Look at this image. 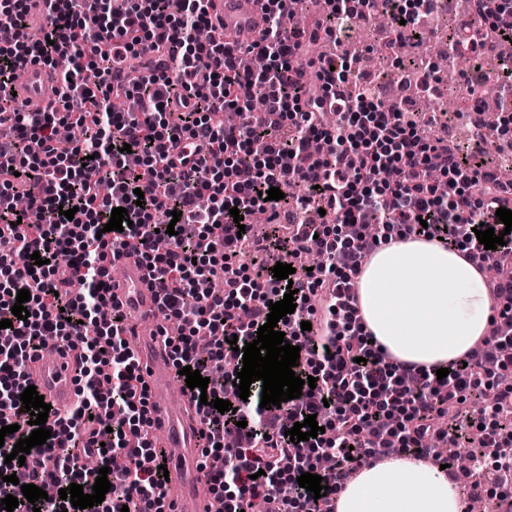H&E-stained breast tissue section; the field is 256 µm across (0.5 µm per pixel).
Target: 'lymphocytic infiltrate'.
<instances>
[{
	"instance_id": "lymphocytic-infiltrate-1",
	"label": "lymphocytic infiltrate",
	"mask_w": 512,
	"mask_h": 512,
	"mask_svg": "<svg viewBox=\"0 0 512 512\" xmlns=\"http://www.w3.org/2000/svg\"><path fill=\"white\" fill-rule=\"evenodd\" d=\"M51 19L41 40L30 42L31 0H0V26L13 42L0 45V87L18 81L24 62L55 66L61 98L56 107L31 111L0 97V427L18 425L0 444V499L18 497L14 512H78L59 489L76 483L91 493L95 474L83 467L96 459L108 467L111 485L91 512H153L164 503V455L156 448L148 385L131 347L133 333L120 305L108 297L107 259H120L129 240L140 243L145 269L158 290L167 320L181 333L166 337L174 368L186 366L208 377L207 390L193 389L192 400L204 427V451L222 456L221 469L208 473L212 497L223 512H336V496L362 462L404 453L429 460L432 437L456 443L462 428L479 430L482 448L473 471L492 474L495 486L512 478V425L501 420L512 408V280L487 288L503 302L488 335L463 358L449 362L438 378L435 368L387 360L372 340L357 307L352 279L378 247L394 235L443 240L469 261L487 255L474 229L485 225L503 235L497 255L512 259V233H505L496 211L512 197V183L476 155L436 139L423 140L416 113L399 100L383 101L361 83L342 53L307 59L317 37L342 44L358 18L385 15L395 40L415 37L422 20L435 13L432 0H325L314 30L282 28L288 0H266L259 38L238 45L231 34L200 42L196 32L212 28L214 0H126L116 12L113 0H40ZM497 0H472L477 20L473 50L449 44L464 58L470 74L465 87L475 94L512 76V61L497 72L483 69L475 53L486 43L512 37V26L493 22ZM133 61L141 75L125 93L137 97L134 112L112 108V72ZM315 77L302 82V69ZM93 70L96 83L83 79ZM265 117L252 118L254 101ZM235 110L237 125L225 126ZM69 125L80 139L59 151L57 130ZM263 152H254L253 141ZM181 154H174V147ZM437 159L448 186L438 194L426 176ZM300 183L305 197L265 200L270 187ZM321 202L333 225L308 224V203ZM128 211L124 231H105L114 208ZM242 223H235L231 208ZM74 210L66 218V210ZM180 211L169 247L157 253L158 215ZM257 224L270 233L255 238ZM324 256L313 270L290 279L274 278L271 268L247 274L246 250H280L291 263L311 240ZM40 254L44 265H35ZM78 294H70L71 283ZM296 288L294 313L277 324L284 340L299 347L300 378L315 377L300 398L262 406L261 383L248 399L232 398L230 411L214 408L224 382L211 378L233 345L257 338L271 303ZM29 290L27 320L13 319L19 290ZM310 329H302V322ZM79 348L78 402L68 419H48L51 436L33 447L30 462L6 461L18 439L30 435L31 416L20 399L29 365L45 348L46 337ZM491 388V405L473 411L465 403ZM207 403H200V396ZM315 416L324 434L291 442L294 423ZM323 458L336 461V475L325 496L299 487L301 473H318ZM16 474L17 483L7 482ZM53 485L49 498L30 503L21 487ZM291 495H283L282 486Z\"/></svg>"
}]
</instances>
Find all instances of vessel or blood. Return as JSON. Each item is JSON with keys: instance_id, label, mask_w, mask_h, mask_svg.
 Returning a JSON list of instances; mask_svg holds the SVG:
<instances>
[{"instance_id": "vessel-or-blood-1", "label": "vessel or blood", "mask_w": 512, "mask_h": 512, "mask_svg": "<svg viewBox=\"0 0 512 512\" xmlns=\"http://www.w3.org/2000/svg\"><path fill=\"white\" fill-rule=\"evenodd\" d=\"M213 22L237 32L241 41H253L264 26V0H216ZM14 90L21 105L34 99L48 105L58 96L52 68L32 62L24 65L23 77ZM120 263L123 274L110 283L113 298L134 321L154 327L153 334L143 337L139 347L143 374L154 391V424L161 428L168 421L167 400L179 388L176 376L169 371V351L164 343L166 321L156 298V288L137 254H125ZM32 374L34 386L56 415L73 410L77 402L74 354L51 350L49 357L38 358L33 363ZM180 422V428L165 441L163 448L169 471L167 499L171 512H213L211 496L204 491L196 467L202 429L200 417L191 409L181 415Z\"/></svg>"}]
</instances>
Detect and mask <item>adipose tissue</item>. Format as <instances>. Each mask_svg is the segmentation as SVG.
I'll list each match as a JSON object with an SVG mask.
<instances>
[{"label": "adipose tissue", "mask_w": 512, "mask_h": 512, "mask_svg": "<svg viewBox=\"0 0 512 512\" xmlns=\"http://www.w3.org/2000/svg\"><path fill=\"white\" fill-rule=\"evenodd\" d=\"M359 311L386 352L426 367L448 363L487 333L482 273L455 249L422 239L377 250L359 278ZM337 512H463L439 465L405 458L367 464L337 497Z\"/></svg>", "instance_id": "ef3b65f1"}]
</instances>
